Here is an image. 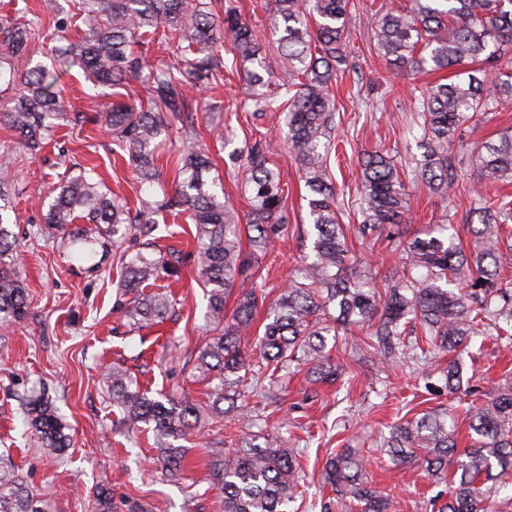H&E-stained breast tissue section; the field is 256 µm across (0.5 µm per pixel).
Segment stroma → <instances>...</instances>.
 Instances as JSON below:
<instances>
[{
  "label": "stroma",
  "mask_w": 512,
  "mask_h": 512,
  "mask_svg": "<svg viewBox=\"0 0 512 512\" xmlns=\"http://www.w3.org/2000/svg\"><path fill=\"white\" fill-rule=\"evenodd\" d=\"M382 0H349L345 44L348 66L333 83L336 104V152L328 156L330 175L340 193L344 223H361L357 188L359 162L380 151L392 156L409 194L408 232L449 218L456 224L465 250L473 238L465 218L475 188L483 179L471 157L475 148L512 134V107L467 129L456 155L458 180L445 194L432 192L418 177L414 140L420 129L413 117L420 107L419 90L428 82L450 78L447 70L410 76L387 68L374 48L373 34L364 25L366 15ZM59 85L68 112L92 113L112 101V91L97 86L74 68L60 74ZM248 88L241 76L225 74L203 92L211 111L198 113L196 133H172L158 149L164 168L163 190L173 192L178 181L177 161L189 148L208 149L215 161L224 192L247 215L250 205L241 191V150L257 139L279 146L274 156L288 186L285 210L288 232L267 248L259 268V282L270 297H277L307 248L299 227L308 221L309 192L286 142L288 127L279 112L256 118L243 103ZM377 103L369 112L365 102ZM54 144L40 154L19 149L17 134L0 122V152H10L11 174L0 185V195L11 202L17 218L15 270L30 301V315L20 324L0 325V466L28 484L43 489L51 512H90L93 494L107 487L117 512H224L223 497L211 476L217 453H230L248 429L236 419L204 432L185 443L179 472L161 475L160 455L151 430L129 440L117 426L119 411L104 375L112 364H123L153 396L178 391L202 402L208 388L195 369L199 348L212 331L206 319L207 300L195 265L183 266L178 277L155 282L154 291L169 295L175 311L163 323L130 329L114 313L112 304L123 281V269L113 260L112 248L80 253L63 233L44 229L43 202L66 177L72 164L93 168L95 181L112 192L130 197L137 180L130 165L115 161L113 139L98 124L61 123ZM352 254L359 271H391L398 261L386 240L353 239ZM349 365L344 384L317 387L304 372L280 375L271 400L262 401L273 434L287 438L301 455L303 488L287 512H321L331 495L322 484L326 460L344 448L364 456L365 475L378 491L388 495L391 512H431L430 501L440 484L423 467L394 465L381 449L379 437L391 426L422 416L433 408L453 406L458 441L468 443L469 399L451 403L430 394L423 377L428 368L392 365L376 370L368 359L339 351ZM467 374L490 389L512 383V342L486 338L482 349L464 357ZM48 389L69 438L68 448L54 450L42 444L24 424L25 405L40 389Z\"/></svg>",
  "instance_id": "1"
}]
</instances>
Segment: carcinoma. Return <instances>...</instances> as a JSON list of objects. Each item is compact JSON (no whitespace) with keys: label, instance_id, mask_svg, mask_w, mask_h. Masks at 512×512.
<instances>
[{"label":"carcinoma","instance_id":"cac0c4a2","mask_svg":"<svg viewBox=\"0 0 512 512\" xmlns=\"http://www.w3.org/2000/svg\"><path fill=\"white\" fill-rule=\"evenodd\" d=\"M17 0L16 18H0V83L9 94L0 103V120L17 132L22 148L39 152L52 138L54 120L66 114L57 89V74L33 62L29 43L43 19L52 20L55 66L65 72L81 69L89 79L115 89L118 101L98 113L96 121L112 133L117 155L131 165L140 186L159 185L163 168L156 145L175 130L194 128L191 89H206L224 77V70L240 74L252 90V111L279 112L277 96L265 92L272 71L240 5L234 0H77L86 25L74 42L57 17L66 12L60 0ZM349 0H272V37L277 60L288 80L279 84L286 98L288 148L312 194L308 200L310 261L291 276L273 301L255 283V253L288 231L285 189L273 167V149L256 141L245 152L244 193L250 213L240 223L232 202L217 191L210 176L209 155L191 150L179 159L174 192L162 197L138 192L137 207L108 196L92 171L78 173L55 188L43 215L49 228L64 231L80 219L87 223L80 239L98 243L105 224L112 246L122 245L120 260L125 280L112 310L136 327H147L174 308L167 295H146L142 285L178 275L185 263L175 248L163 252L155 237L154 215L166 211L189 214L195 224L197 263L207 296V318L216 327L198 351L196 369L211 384L207 402L169 398L161 401L133 386L121 367L109 373L112 403L123 414L127 433L141 423L153 425L156 444L163 449L162 469L180 470L183 449L168 439H188L212 425L214 419L234 415L248 422L252 432L232 453L213 463L214 476L224 494V512H284L302 478L301 467L285 441L259 428L245 407L219 404L238 398L234 390L239 372L252 374L255 385L268 369L307 367L315 384L331 386L348 370L334 360L329 343L353 329L354 348H373L382 365L427 363L439 352L466 350L476 336L512 340V288L504 273L512 268V200L494 199L480 191L473 200L469 229L475 246L469 253L456 243L453 225L434 224L425 236L406 238L398 231L409 211L405 186L392 157L374 152L361 159L359 186L363 220L355 225L361 238L385 236L399 255L398 267L382 275H356L348 265L347 225L342 223L339 193L327 167L336 108L330 96L332 80L347 65ZM378 55L397 70L438 71L468 65L467 77L437 83L422 92V149L416 171L430 189L442 193L453 187L458 166L454 149L466 128L512 105V0H410L407 9L381 5L368 17ZM166 31L178 62L155 63L134 46L150 40L157 28ZM230 45L223 56L224 46ZM131 83L144 96L124 100ZM482 178L512 184V135L483 146L475 155ZM8 206L0 205V324H15L28 316L25 286L14 272V241ZM248 236L253 252L244 253ZM252 283L241 291L237 306L226 318L224 299L237 281ZM268 306L262 334L251 337L253 318ZM259 348L264 366L252 368L246 342ZM448 401L471 397L470 444L461 448L450 421L451 408L426 412L412 422L392 428L382 447L398 465L419 460L427 474L445 482L435 496L433 512H499L497 493L509 486L512 475V385L484 392L463 383L459 359H448L441 372ZM25 425L50 448L68 447L57 411L45 397L29 400ZM258 431H253V428ZM263 443H258V440ZM364 458L345 448L326 463L324 480L339 500L357 502L361 512H388V497L363 478ZM0 512H50L47 494L15 476L0 474ZM92 512H113L109 489L93 495Z\"/></svg>","mask_w":512,"mask_h":512}]
</instances>
